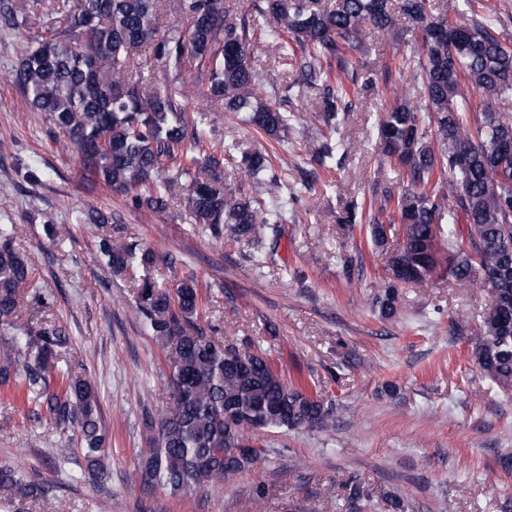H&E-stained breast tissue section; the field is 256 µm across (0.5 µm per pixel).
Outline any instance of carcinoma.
I'll return each mask as SVG.
<instances>
[{
	"label": "carcinoma",
	"mask_w": 512,
	"mask_h": 512,
	"mask_svg": "<svg viewBox=\"0 0 512 512\" xmlns=\"http://www.w3.org/2000/svg\"><path fill=\"white\" fill-rule=\"evenodd\" d=\"M53 8L59 25L47 35L32 31L38 11ZM189 16L185 29L160 22L162 0H0V26L16 33L21 50L9 72L29 108L54 135L74 147L83 167L136 209L163 212L172 191L187 182V203L198 223L253 249L252 261L273 258L280 238L281 193L272 179L257 197L224 189L207 113L190 108L202 94L260 135L281 142L300 116L275 102L278 84H264L249 60L253 39L267 35L284 53L302 52L296 85L322 90L319 122L327 135L313 162L335 169L342 146L336 137L351 87H370L378 74L359 69L368 33L398 35L400 12L418 36L404 50L421 62L419 83L426 108L402 93L376 129L382 156L401 166L408 185L377 194V210L344 206L339 221L367 224L373 245L397 241L385 268L387 286L377 306L384 318L398 314L396 288L427 284L448 249V275L456 286L486 293L490 305L476 330L473 357L480 373L512 390V114L497 107L512 97V50L493 23L472 13L450 24L430 16V0H252L236 23L224 0H176ZM161 65L160 76L139 75L141 56ZM274 151L236 160L241 178L254 182L272 169ZM9 225H0V386L58 421L76 426L90 474L107 476L102 461L106 434L97 391L59 366L61 331L31 335L24 314L28 294L40 287L31 266L12 247ZM99 253L115 274L140 268L139 310L171 369L174 410L162 415L141 454L143 480L170 494L220 484L260 460L233 455L259 430L276 432L327 425L329 409L289 387L269 356L232 347L198 325L201 286L195 277L174 289L160 286L149 270L160 258L138 244L122 248L98 238ZM22 465L0 461V493L35 497L52 508L48 489L26 484ZM372 492L349 487L353 506Z\"/></svg>",
	"instance_id": "carcinoma-1"
}]
</instances>
